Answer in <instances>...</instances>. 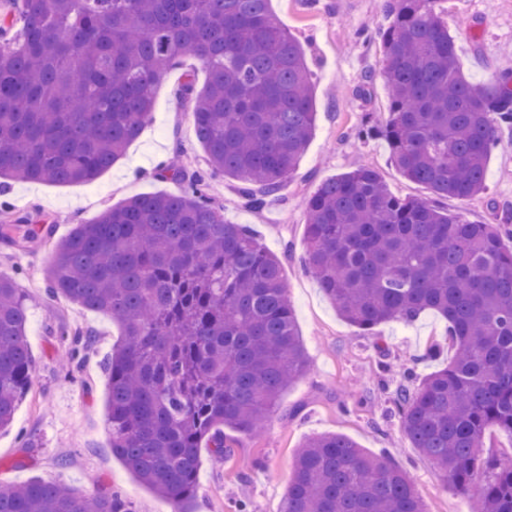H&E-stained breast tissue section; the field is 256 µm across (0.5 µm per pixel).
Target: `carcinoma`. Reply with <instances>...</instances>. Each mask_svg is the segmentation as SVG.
Masks as SVG:
<instances>
[{"label": "carcinoma", "mask_w": 512, "mask_h": 512, "mask_svg": "<svg viewBox=\"0 0 512 512\" xmlns=\"http://www.w3.org/2000/svg\"><path fill=\"white\" fill-rule=\"evenodd\" d=\"M442 0H388L378 30L390 90L383 136L407 180L432 197H400L372 168L322 182L306 203V271L341 318L374 333L433 310L454 356L391 396L412 447L476 512H512V462L484 452L512 433V209L479 224L441 201L486 191L492 149L512 131V72L476 87L442 22ZM269 0H0V179L91 182L152 121L157 85L186 55L177 89L212 168L238 179L244 206L280 200L315 127L302 43ZM157 177L177 194L105 208L54 242L48 294L101 313L122 341L107 354L106 425L114 454L172 512H194L199 448L224 460L258 434L307 357L280 269L251 227L224 220L207 175L183 164ZM27 216L0 209V238L19 247ZM29 296L0 273V429L32 382ZM72 336L70 361L90 345ZM0 512H132L109 494L34 479L0 486ZM282 512H428L407 471L342 434L307 438Z\"/></svg>", "instance_id": "1"}]
</instances>
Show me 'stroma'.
<instances>
[{"label": "stroma", "mask_w": 512, "mask_h": 512, "mask_svg": "<svg viewBox=\"0 0 512 512\" xmlns=\"http://www.w3.org/2000/svg\"><path fill=\"white\" fill-rule=\"evenodd\" d=\"M271 11L306 50L315 94L313 135L295 171L285 178L284 204L260 211L240 204L237 180L213 176L210 194L226 220L249 225L281 260V274L309 361L308 372L284 393L264 432L240 437L225 462L201 448L195 512H280L293 473L298 445L323 433L345 435L369 452L392 456L413 478L428 512H470L469 496L444 489L433 464L403 438L391 417L389 397L405 370L424 377L448 364L445 320L433 311L410 323L389 322L375 336L348 325L315 279L305 272V201L331 177L367 166L401 196L428 197L424 186L406 180L394 167L387 143L359 138L357 130L385 116L387 92L377 37L387 25L386 0H270ZM442 19L456 36L467 78L476 85L498 72L512 71V0H442ZM198 82L206 72L187 56L156 88L152 121L130 143L122 159L93 183L13 182L0 189V202L28 212L36 223L52 225L56 237L94 221L106 207L133 196L176 193L172 181L156 179L157 167L183 152L194 168L207 170L185 102L177 87L184 71ZM373 74L369 94L361 77ZM512 207V134L503 133L487 167V190L467 202L448 200L449 210L468 219L496 221V211ZM50 247L23 250L0 240V272L13 276L32 298L27 323L33 385L20 401L13 425L0 431V482L42 479L66 484L90 500L120 491L133 512H171L170 503L136 482L113 453L105 430L108 378L102 362L121 342L120 330L102 314L45 293L44 270ZM65 327L94 331L95 343L81 368L65 366L70 340ZM383 347H376L375 338ZM439 343L436 359L425 353Z\"/></svg>", "instance_id": "1"}]
</instances>
